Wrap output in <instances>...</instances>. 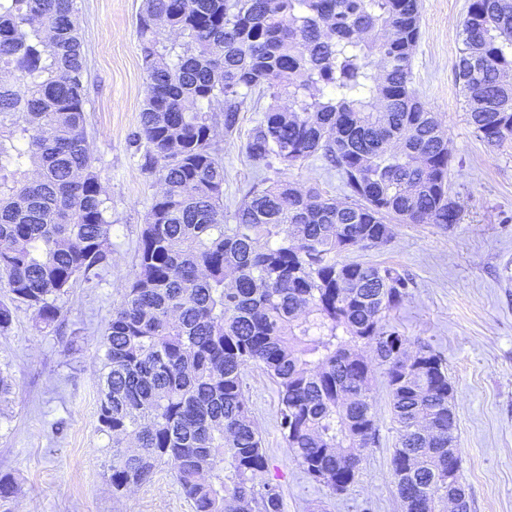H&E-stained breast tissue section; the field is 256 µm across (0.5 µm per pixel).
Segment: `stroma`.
<instances>
[{"label": "stroma", "mask_w": 512, "mask_h": 512, "mask_svg": "<svg viewBox=\"0 0 512 512\" xmlns=\"http://www.w3.org/2000/svg\"><path fill=\"white\" fill-rule=\"evenodd\" d=\"M141 0H77L90 71L88 142L112 202V264L91 289L75 285L57 327H34L19 311L0 335V367L14 384L0 404V476L19 491L0 512H192L161 468L152 480L113 491L112 450L99 430L101 340L135 269V249L157 186L141 171L131 134L145 99L135 19ZM468 0H421L413 83L438 113L453 149L451 189L460 224L401 225L392 242L344 254V261L392 265L412 280L392 322L431 344L455 388L460 476L471 512H512V140L481 141L465 121L454 78L459 22ZM256 104L247 101L240 131L218 136L224 157V211L232 213L255 179L241 151ZM249 404L279 485L283 512H403L392 479L397 432L383 378L374 380L380 441L348 494L334 496L293 461L278 423V396L257 366L244 373Z\"/></svg>", "instance_id": "1"}]
</instances>
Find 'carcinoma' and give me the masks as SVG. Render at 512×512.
Masks as SVG:
<instances>
[{
	"instance_id": "1",
	"label": "carcinoma",
	"mask_w": 512,
	"mask_h": 512,
	"mask_svg": "<svg viewBox=\"0 0 512 512\" xmlns=\"http://www.w3.org/2000/svg\"><path fill=\"white\" fill-rule=\"evenodd\" d=\"M419 19V0H142L132 141L162 188L104 329L114 490L167 465L193 512H282L244 387L255 363L293 459L336 495L378 443L380 372L404 510L448 506V369L390 322L411 279L341 260L401 224L461 220L446 129L413 86ZM459 36L466 122L499 145L512 139V0H469ZM87 83L76 0H0V335L23 306L55 326L69 289L112 265ZM253 95L267 100L243 143L258 177L227 224L216 113L230 137ZM309 159L341 174L344 199L267 176Z\"/></svg>"
}]
</instances>
